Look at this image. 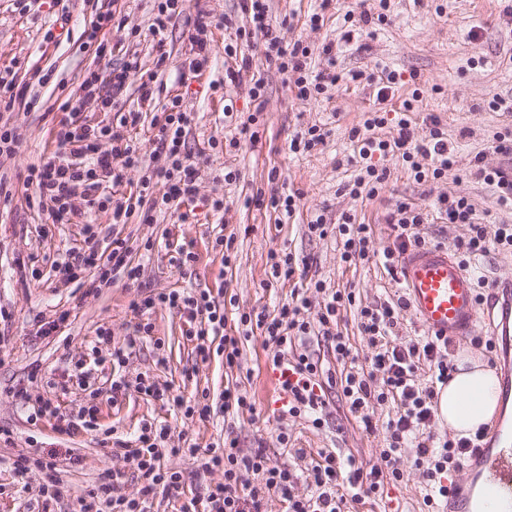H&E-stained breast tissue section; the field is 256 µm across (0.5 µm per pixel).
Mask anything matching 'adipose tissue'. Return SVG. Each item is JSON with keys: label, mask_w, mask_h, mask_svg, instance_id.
I'll use <instances>...</instances> for the list:
<instances>
[{"label": "adipose tissue", "mask_w": 512, "mask_h": 512, "mask_svg": "<svg viewBox=\"0 0 512 512\" xmlns=\"http://www.w3.org/2000/svg\"><path fill=\"white\" fill-rule=\"evenodd\" d=\"M499 412V384L492 369L469 352H459L456 369L438 399V415L457 436L474 433Z\"/></svg>", "instance_id": "adipose-tissue-1"}]
</instances>
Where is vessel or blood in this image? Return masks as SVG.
<instances>
[{
    "instance_id": "1",
    "label": "vessel or blood",
    "mask_w": 512,
    "mask_h": 512,
    "mask_svg": "<svg viewBox=\"0 0 512 512\" xmlns=\"http://www.w3.org/2000/svg\"><path fill=\"white\" fill-rule=\"evenodd\" d=\"M404 292L428 335L457 340L489 325L498 357L503 400L512 399V278H499L479 296L472 274L445 246L410 248L399 256ZM465 482L448 487V512H512V421L497 420L484 444L469 449Z\"/></svg>"
}]
</instances>
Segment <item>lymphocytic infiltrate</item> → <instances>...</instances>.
Returning <instances> with one entry per match:
<instances>
[{
    "instance_id": "lymphocytic-infiltrate-1",
    "label": "lymphocytic infiltrate",
    "mask_w": 512,
    "mask_h": 512,
    "mask_svg": "<svg viewBox=\"0 0 512 512\" xmlns=\"http://www.w3.org/2000/svg\"><path fill=\"white\" fill-rule=\"evenodd\" d=\"M241 12L246 25L237 27L240 37H263V53L267 67L276 68L286 74L300 98L308 99L323 94L328 85L337 83L339 73L333 72L336 55L332 44H324L322 54L329 65L328 70L318 73L311 70L312 51L302 43L291 48L282 47L274 36L268 17L267 0H240ZM138 55H129L123 69L112 71L108 79H101L94 70L87 71L80 89L82 98L96 102L101 110L111 111L115 98L123 90L128 71L138 69ZM25 92L14 79L0 75V158L7 159L16 154L23 137L11 121L10 112L24 105ZM404 112L396 122L391 135L379 136L378 131L387 123L386 111L374 109L366 112L362 120L348 131V137L358 148L360 173L347 184L351 196L375 198L385 186L390 170L375 164V157H394L402 161L415 180H439L447 176L456 163L454 153L448 148V139L441 127L439 117L430 115L425 119L427 134L418 135L409 114L415 111L413 100L403 103ZM141 118L138 112H128L120 119L119 126L70 123L57 133L56 151L41 155L37 163L28 167L25 183L30 188L29 204L46 212L55 224L85 225L82 247L66 250L63 262L55 270L63 282L88 279L90 291L115 284L122 279H135L138 270L131 265L129 238L113 236L107 247H100L97 233L93 229L94 215L108 208L112 221L127 223L133 208L122 201L103 195V185H119L127 170L140 167L143 154L141 145L129 129ZM191 120L181 112L178 100H171L161 120L156 121V133L151 139L152 169L146 170L142 189L147 196L148 207L142 220L154 223L156 215L172 213L180 221H187L188 213L182 212L185 203L194 202L198 195V172L190 161L186 150V137ZM110 141V149H102V141ZM437 211L441 220L448 224L465 225L466 231L454 247L462 256L471 258L486 255L491 246L512 248V225L502 224L495 233H488L485 224L479 221L474 205L464 196L448 193L440 196ZM428 214L424 208L401 201L389 214L387 222L394 233L391 248L385 249L384 267L394 271L396 255L411 246L423 245L416 229L425 223ZM309 233L324 238L334 237L343 263L352 265L368 258L373 250L369 225L355 223L352 216H343L341 223L328 222L324 215H317L308 226ZM317 291L325 292L326 299L317 322H310L304 315L308 299L296 295L291 304L282 306L277 314L263 312L243 313L239 324H255L260 330L268 350V361L273 368L289 366L291 376L284 386L291 393L288 402L290 415H311L314 428H321V417L327 402L319 393L323 375L322 362L305 346L312 336L320 335L330 341L336 360L342 366L338 385L349 406L350 412L359 419L365 430L374 427V409L391 405L392 411L384 424L386 448L380 452L382 465L364 467L355 458H340L336 452H320L311 469V495H294L297 476L288 465L273 463L266 448L255 449L251 454H239L235 440L205 449L191 448V455L199 456L203 471H222V482L211 486L206 496L209 512H266L270 493H278L288 504V512H342L344 496L342 486L366 488L370 495H381L385 482H398L403 478L397 466L402 456L415 460L429 459L430 468L423 476L439 497H446L447 486L441 476L447 470L461 467L468 448L477 447L485 437L484 429L474 435L453 440L434 439L425 429L434 420L437 412V389L446 385L455 366L448 353L445 341L424 337L406 342L397 341L395 331L400 325V315L405 308L404 300H389L378 305L358 302L353 289L343 288L326 291L323 282H315ZM355 308L360 328L374 348L369 367L357 366L356 358L344 336L335 327L342 311ZM134 314L146 311L169 309L197 322L198 328L192 336L196 339L195 350L201 359H208L211 347L209 339L220 336V348L224 354L226 369L239 365V337L225 334L227 316L224 308L215 303L208 291L183 294L176 291L157 292L131 301ZM427 363L431 371L430 385L416 381L420 363ZM73 376L88 398L77 414L67 415L60 411L51 398L34 397L23 393L24 401L32 402L34 418H55L56 428L64 435L84 432L96 435L101 388H98V365L86 360L74 364ZM112 396H124L137 392L155 401L174 402L181 408L185 418L207 417L208 404L185 403L183 398H170L168 386L159 384L144 375L129 381L125 377L111 380ZM166 429L141 426L134 440L116 436L109 448L110 455L121 460V467L105 472L100 482L86 491L80 498V512H148L151 498L161 495L179 498L183 494L181 475L164 467ZM59 453L50 451L34 458L19 454L13 461V471L18 478H26L31 470H38L41 481L38 494L45 500H59L68 488L59 476ZM134 470L143 481L139 496L127 497L118 489L127 470ZM252 474L253 482H245V474Z\"/></svg>"
}]
</instances>
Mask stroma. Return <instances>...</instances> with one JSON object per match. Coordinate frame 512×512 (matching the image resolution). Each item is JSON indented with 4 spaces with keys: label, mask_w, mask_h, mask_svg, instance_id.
I'll use <instances>...</instances> for the list:
<instances>
[{
    "label": "stroma",
    "mask_w": 512,
    "mask_h": 512,
    "mask_svg": "<svg viewBox=\"0 0 512 512\" xmlns=\"http://www.w3.org/2000/svg\"><path fill=\"white\" fill-rule=\"evenodd\" d=\"M486 9H476L473 0H390L384 23L364 27L349 43L340 40L343 16L356 4L375 7L374 0H338L328 9L322 26L313 29L307 23L309 13L319 0H270L274 34L282 45L302 42L314 50L316 70L326 69L317 52L322 45L339 43L336 69L344 78L328 87L315 99H298L286 77L267 68L261 58L264 41L237 38L236 28L243 25L239 0H188L185 11L173 17L162 36H154L151 24L154 0H61L71 16L69 38L54 42L44 40L45 31L56 19L54 12L35 5L20 9L16 0H0V69L13 67L17 82L26 88L32 105L17 109L12 122L25 135L19 153L0 162L10 181L5 195H0V426L12 431L11 442L0 441V512H77L83 491L95 484L102 472L115 466L101 445L90 435L73 437L60 434L56 421L43 418L38 423L27 420L28 409L17 396L19 390L51 397L62 411L76 413L85 401L78 386L62 392L36 385L31 373L44 380L58 377L78 359H90L97 343V330L110 329L112 345L125 343L136 322L129 303L150 291L209 290L215 302L225 306L228 328L237 325V314L273 311L286 303L294 290L305 291L311 301L308 317L317 321L323 304L313 284L323 281L329 288H354L363 303L379 304L403 292L399 279L387 273L379 257L391 246L394 237L387 216L396 202L405 200L422 207H432L448 192L468 197L483 219L488 232L497 225H512V207L503 206L497 188L468 177L467 171L476 154H483L487 167H501L503 158L495 153L498 132L512 128V112L490 110L486 101L498 95L512 101V20L505 14L512 0H489ZM112 11L125 17L121 28H104L98 35L105 46L101 56H93L82 47L83 31L97 13ZM205 16L208 32L209 61L192 81V92L181 95L180 71L193 58L190 36L198 16ZM232 27H225V20ZM163 42L165 64H158L154 49ZM236 48L238 56L249 58L251 65L241 80L229 82L225 69L231 60L225 46ZM138 53L143 67L130 72L118 112L141 110L142 119L135 133L148 141L154 129L151 122L161 114L169 99L181 96L182 109L192 118L188 149L199 172V197L188 222L177 216L158 218L156 223L141 221L139 207L140 170L126 172L121 185L112 188L114 197L133 204L134 213L126 224L113 225L110 210L96 214V231L101 245H108L113 233L130 236L139 250L132 255L141 267L138 281L117 283L88 292L86 285L62 283L51 268L54 259L70 247H78L85 237L80 224H50L45 215L26 202L24 184L28 166L41 152L56 148L55 134L69 122L68 112L55 108L61 93L78 94L87 68L109 74L122 67L128 53ZM53 68L55 82L38 85L35 68ZM395 73L388 108L400 109L412 91H419V110L413 122L424 114L438 115L453 148L456 165L447 178L417 182L396 160L384 159L390 177L379 195L360 200L342 192L344 183L359 172L350 159L355 147L348 138L349 129L361 121L365 112L377 104V84L368 82L367 74L381 70ZM363 71V80H346L349 71ZM152 81L156 93L152 105L139 104V86ZM262 90H255V81ZM118 112H82L91 124L115 123ZM258 114L259 139L241 142L230 148L228 140L236 134L234 116ZM319 125L329 135L323 145L308 152L293 153L288 144L294 133L304 127ZM219 145H210V137ZM235 170L239 180L225 182L224 174ZM302 194L299 209L292 216L278 218L276 213L249 204L256 193ZM222 199L224 212L214 215L210 200ZM322 213L332 222L350 215L356 223L370 225L375 257L345 266L333 237L318 238L308 232L314 214ZM234 233V257L225 261L224 251L216 246L220 232ZM151 250H144L145 242ZM292 252L305 262L294 280L273 281L268 275L270 250ZM192 253V261L179 260L180 252ZM479 291H486L498 278L512 277V249H495L486 256L466 262ZM68 318L59 333L41 338L32 332L37 318L55 319L60 313ZM145 321L154 326L153 334L139 343L120 372L126 379L147 374L169 385L172 394L191 397L207 392L211 407L209 417L182 420L172 407L147 399L136 392L117 401L102 400L99 422L102 428L115 429L130 436L142 424L169 428L168 446L175 452L164 464L182 476L186 497L203 498L209 486L220 482L221 473L204 472L185 449L190 445L204 448L235 439L242 453L266 446L272 462L288 464L298 476L296 495L309 493L307 475L319 452L332 450L354 457L363 465L380 464V450L386 445L382 430L365 431L351 415L339 387L326 391L327 406L322 428H313L302 416H291L282 408L268 406L257 394L260 378L268 370V351L260 333L243 338L240 345L242 369L232 372L224 367L223 355L211 354L208 360L197 358L190 333L193 323L180 313L167 309L147 312ZM235 386L250 398L252 409L222 411L225 387ZM287 433L292 446L284 451L277 445L279 433ZM39 447L69 448L77 463H64L61 478L70 488L63 500L44 503L38 495V472H31L26 483H19L12 472V462L27 452L30 442ZM404 478L386 485L382 497L366 493L346 497L344 512H427L424 498L429 492L421 468L412 459H401Z\"/></svg>",
    "instance_id": "stroma-1"
}]
</instances>
